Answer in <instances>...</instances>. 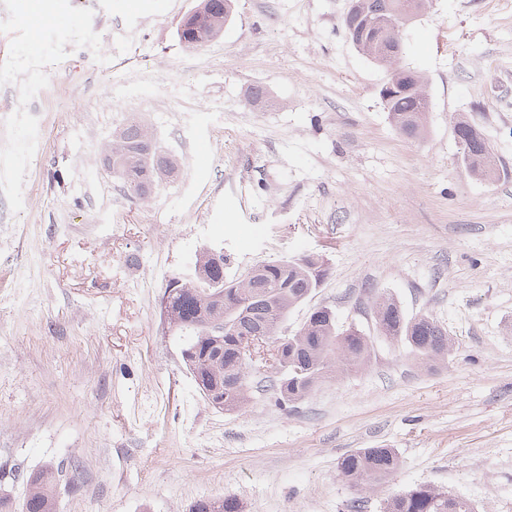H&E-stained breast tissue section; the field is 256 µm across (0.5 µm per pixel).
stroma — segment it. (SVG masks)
Here are the masks:
<instances>
[{
    "label": "stroma",
    "instance_id": "stroma-1",
    "mask_svg": "<svg viewBox=\"0 0 512 512\" xmlns=\"http://www.w3.org/2000/svg\"><path fill=\"white\" fill-rule=\"evenodd\" d=\"M31 26L0 0V498L54 469L57 512H381L432 484L478 512H512V0H428L402 30L423 78L426 132L399 134L387 72L346 39L349 0H234L223 36H177L199 0H42ZM269 102H250V88ZM138 114L175 172L145 201L105 166ZM499 160L463 167L456 119ZM207 166H200V155ZM227 278L322 256L307 305L374 338L367 367L290 409L261 396L224 413L185 369L161 309L203 249ZM439 320L456 346L419 366L378 336L374 292ZM398 470L361 492L357 448ZM398 467L399 457L392 448H360L343 455L338 462L341 475L360 488L392 476ZM243 502L234 495L219 498H202L190 507V512H243Z\"/></svg>",
    "mask_w": 512,
    "mask_h": 512
}]
</instances>
